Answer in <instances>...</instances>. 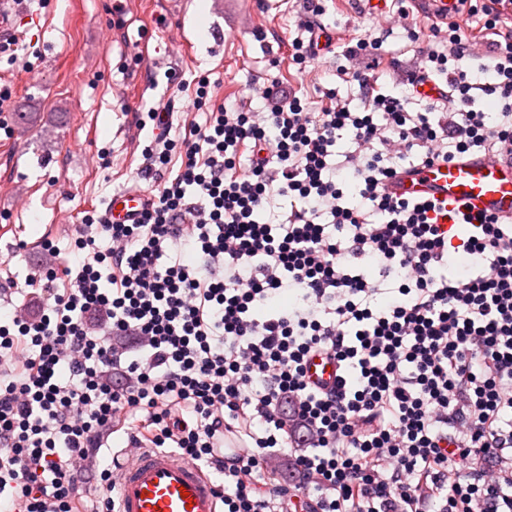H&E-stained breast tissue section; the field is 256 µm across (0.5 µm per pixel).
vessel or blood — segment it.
Returning <instances> with one entry per match:
<instances>
[{"label": "vessel or blood", "mask_w": 512, "mask_h": 512, "mask_svg": "<svg viewBox=\"0 0 512 512\" xmlns=\"http://www.w3.org/2000/svg\"><path fill=\"white\" fill-rule=\"evenodd\" d=\"M418 12L447 22L456 0H409ZM26 0H0V43L15 35V17ZM389 189L407 199H431L446 209L460 208L512 220V158L471 155L452 162H437L399 174ZM147 191L131 189L114 195L103 219L128 224L146 207ZM336 362L326 354L313 355L307 366L312 383L333 385ZM119 480L115 512H220V488L202 468L175 453L142 448L117 465Z\"/></svg>", "instance_id": "b4317fda"}]
</instances>
